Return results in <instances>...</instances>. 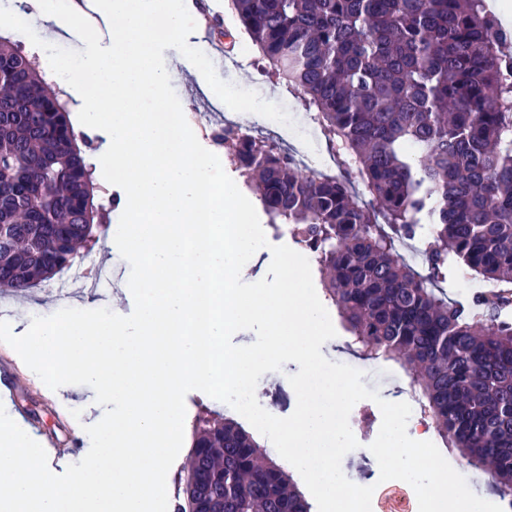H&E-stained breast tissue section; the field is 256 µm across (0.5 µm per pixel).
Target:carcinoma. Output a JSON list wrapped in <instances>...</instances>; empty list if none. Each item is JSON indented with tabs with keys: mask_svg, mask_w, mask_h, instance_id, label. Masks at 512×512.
<instances>
[{
	"mask_svg": "<svg viewBox=\"0 0 512 512\" xmlns=\"http://www.w3.org/2000/svg\"><path fill=\"white\" fill-rule=\"evenodd\" d=\"M268 64L303 97L348 178L316 177L279 146L220 129L272 225L311 246L325 298L371 359L409 372L440 434L512 502V39L486 0H230ZM92 167L67 103L0 40V292L22 295L97 242ZM432 240L429 276L463 262L498 287L436 295L382 230ZM175 512H311L238 423L196 418Z\"/></svg>",
	"mask_w": 512,
	"mask_h": 512,
	"instance_id": "carcinoma-1",
	"label": "carcinoma"
}]
</instances>
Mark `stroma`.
I'll return each mask as SVG.
<instances>
[{
    "mask_svg": "<svg viewBox=\"0 0 512 512\" xmlns=\"http://www.w3.org/2000/svg\"><path fill=\"white\" fill-rule=\"evenodd\" d=\"M225 28L231 33V44L235 54L234 62L225 64L218 74L224 81L242 88L255 91L262 99L273 101L286 108L290 117L296 118L299 128L311 139L314 145L326 147L327 142L321 126H308L310 117L301 99L287 88L284 80L275 78L258 68L255 60L258 53L252 43L242 41L236 29L233 15L225 14ZM179 51L173 48L164 52L165 65L170 70L171 84L176 92L182 109L187 117H194L201 102H213V94L203 93L196 79L179 63ZM99 201L109 213V218L98 230L99 240L93 247L81 250L79 264L100 266L108 280L107 287L87 288L78 278L76 271H66L53 279L30 289L22 296H9L0 293V320L7 314L21 318L53 315L65 305L74 303L88 292L94 293L100 307L112 305V292L120 280L130 275L129 263L119 252L110 251L108 244L112 237V228L118 224L124 210L122 190L112 187L101 193ZM350 336L338 331L336 337L327 341L321 348L322 354L330 361L344 363L364 372V384L378 390L380 395H406L415 400L418 393L406 371L399 363L386 360H366L356 354L349 345ZM8 388V398L4 406L7 414L21 421L29 434L50 449L48 467L56 474L63 473L73 463L83 458L88 451V442L84 436L83 425L88 417L82 405L63 406L51 393L37 387L30 376L23 371L11 351L0 345V386ZM350 427L359 446L347 453L341 463L345 476L355 483L374 486L372 512H390L391 491L400 489L409 491L408 483L389 480L379 482V467L376 459L371 458L368 446L378 435L381 426V412L378 406L369 400L358 402L352 409ZM440 449L451 466L463 475L469 488L477 495H490L492 503H500V495L492 494L486 475L472 468L462 459L457 449L447 447L437 429L426 434Z\"/></svg>",
    "mask_w": 512,
    "mask_h": 512,
    "instance_id": "obj_1",
    "label": "stroma"
}]
</instances>
